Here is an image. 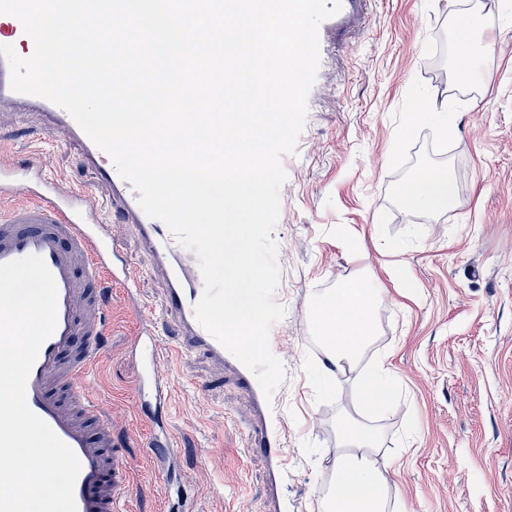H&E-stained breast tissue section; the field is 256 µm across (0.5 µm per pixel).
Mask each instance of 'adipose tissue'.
<instances>
[{
    "label": "adipose tissue",
    "instance_id": "adipose-tissue-1",
    "mask_svg": "<svg viewBox=\"0 0 512 512\" xmlns=\"http://www.w3.org/2000/svg\"><path fill=\"white\" fill-rule=\"evenodd\" d=\"M454 192L447 174L418 175L402 190L403 200L432 212L447 210ZM381 298L379 289L364 282L340 285L319 304V325L326 347L322 368L327 374L354 366L375 335L373 311ZM377 436L365 423L340 429L341 452L333 461L338 488L330 512H383L387 484L385 466L376 456Z\"/></svg>",
    "mask_w": 512,
    "mask_h": 512
}]
</instances>
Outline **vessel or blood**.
I'll return each mask as SVG.
<instances>
[{"mask_svg": "<svg viewBox=\"0 0 512 512\" xmlns=\"http://www.w3.org/2000/svg\"><path fill=\"white\" fill-rule=\"evenodd\" d=\"M366 2L341 0L340 11L321 22V61H328L341 35L365 24ZM0 44L13 45L24 58L34 51L32 38L16 19L0 33ZM0 111L62 130L80 146L79 160L95 179L94 186L60 196L54 194L53 181L41 168L0 169L1 191L19 188L30 197L28 204L0 213V264L37 255L55 279L57 323L29 373L27 404L80 462L74 488L77 512H114L117 490L130 483V467L116 448L110 419L89 396L88 379L102 357L103 283L124 288L133 305H140L141 299L124 247L112 234L110 217L136 231L141 247L153 259V274L167 286L161 314L146 315L137 330L134 352L146 366L134 388L138 401L160 410L170 403L171 382L161 362L179 354L181 348L163 345L164 323H172L175 335L190 337L193 345L216 359H223L224 348L195 316L194 305L203 290L197 260L164 223L143 212L137 192L120 177L110 156L64 109L45 98L12 90L10 67L1 57Z\"/></svg>", "mask_w": 512, "mask_h": 512, "instance_id": "1", "label": "vessel or blood"}]
</instances>
